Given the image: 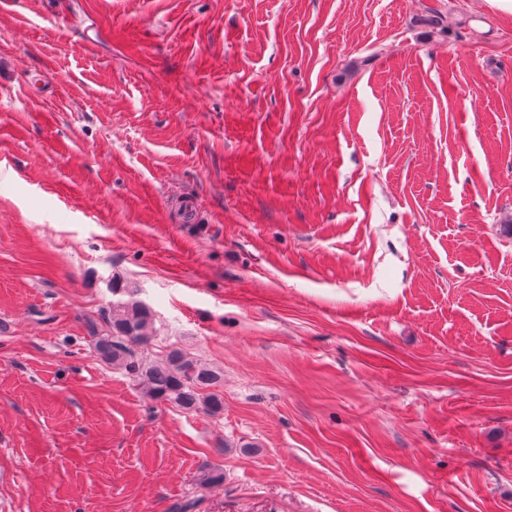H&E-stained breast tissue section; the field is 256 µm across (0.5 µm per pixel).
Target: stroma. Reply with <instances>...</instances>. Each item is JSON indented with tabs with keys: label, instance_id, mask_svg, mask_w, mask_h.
<instances>
[{
	"label": "stroma",
	"instance_id": "stroma-1",
	"mask_svg": "<svg viewBox=\"0 0 512 512\" xmlns=\"http://www.w3.org/2000/svg\"><path fill=\"white\" fill-rule=\"evenodd\" d=\"M510 222L492 0H0V512H512ZM106 328L91 326L94 346L106 363L124 369L142 385L145 395L155 402H169L184 410L199 408L212 416L224 411V398L216 391L220 374L201 360L180 349L169 350L160 361L147 362L137 356L135 347L146 345L154 335L150 310L138 301L112 306Z\"/></svg>",
	"mask_w": 512,
	"mask_h": 512
}]
</instances>
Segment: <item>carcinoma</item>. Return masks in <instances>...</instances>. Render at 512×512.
<instances>
[{
  "instance_id": "cac0c4a2",
  "label": "carcinoma",
  "mask_w": 512,
  "mask_h": 512,
  "mask_svg": "<svg viewBox=\"0 0 512 512\" xmlns=\"http://www.w3.org/2000/svg\"><path fill=\"white\" fill-rule=\"evenodd\" d=\"M94 346L106 363L124 369L142 385L145 395L155 402H169L184 410L199 408L212 416L224 412V398L212 390L220 374L201 360L179 349L169 350L160 361L147 362L135 348L154 335L150 310L138 301L112 306L106 329L91 326Z\"/></svg>"
}]
</instances>
